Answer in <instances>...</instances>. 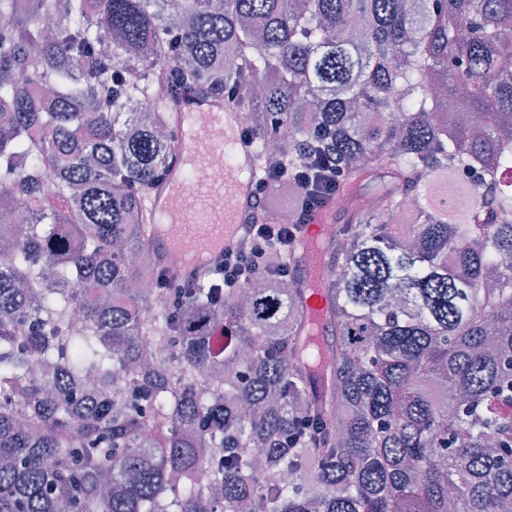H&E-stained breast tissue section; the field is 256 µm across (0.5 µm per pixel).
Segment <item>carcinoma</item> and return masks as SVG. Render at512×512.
Instances as JSON below:
<instances>
[{"mask_svg": "<svg viewBox=\"0 0 512 512\" xmlns=\"http://www.w3.org/2000/svg\"><path fill=\"white\" fill-rule=\"evenodd\" d=\"M193 95L247 113L261 168L282 143L286 182L318 138L334 195L374 189L311 288L134 287L168 105ZM19 204L0 512H512V0H0V210Z\"/></svg>", "mask_w": 512, "mask_h": 512, "instance_id": "carcinoma-1", "label": "carcinoma"}]
</instances>
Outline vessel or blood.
Wrapping results in <instances>:
<instances>
[{
    "instance_id": "b4317fda",
    "label": "vessel or blood",
    "mask_w": 512,
    "mask_h": 512,
    "mask_svg": "<svg viewBox=\"0 0 512 512\" xmlns=\"http://www.w3.org/2000/svg\"><path fill=\"white\" fill-rule=\"evenodd\" d=\"M173 110L182 139V158L167 170L147 201L149 209L161 217L153 232L151 253L163 258L174 252L184 254L185 262L175 267L172 275L180 281L197 280L242 235L255 203L254 157L238 138L235 113L226 110L222 102L189 97L174 103ZM228 142L236 147L233 165L216 170L207 183L190 184L188 171L196 159L223 150ZM325 225V215H316L303 236L305 247L297 269L309 284L319 273L321 251L315 242Z\"/></svg>"
}]
</instances>
